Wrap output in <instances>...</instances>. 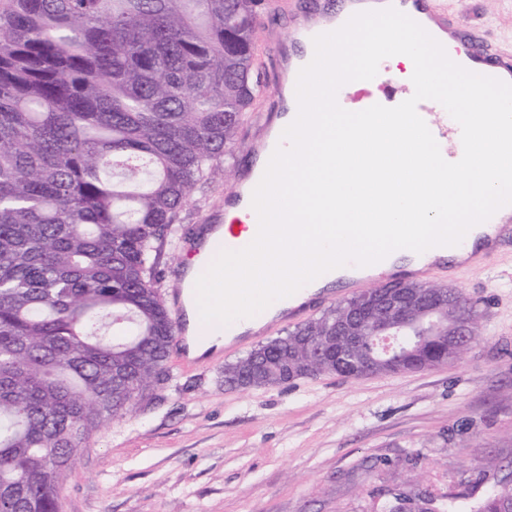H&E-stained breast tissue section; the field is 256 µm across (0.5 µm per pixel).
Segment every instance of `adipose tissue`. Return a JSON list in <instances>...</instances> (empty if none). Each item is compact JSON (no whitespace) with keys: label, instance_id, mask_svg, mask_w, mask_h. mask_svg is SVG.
Returning a JSON list of instances; mask_svg holds the SVG:
<instances>
[{"label":"adipose tissue","instance_id":"adipose-tissue-1","mask_svg":"<svg viewBox=\"0 0 512 512\" xmlns=\"http://www.w3.org/2000/svg\"><path fill=\"white\" fill-rule=\"evenodd\" d=\"M386 58L391 79L433 90L430 65L418 47L391 41ZM459 107L450 140L428 141L409 123L395 124L389 113H379L375 128L363 127L361 110L334 102L321 92L304 100L315 136L297 147L283 172H269L271 184L280 175L291 179L303 215L302 224L244 223L241 210H224L225 224L240 225L244 240H260L261 262L246 265L242 255L211 251V238H203L190 259L182 281L190 358H204L221 349L225 339L257 331L282 309L298 305L304 297L358 271H390L400 256L426 264L435 257L430 247L415 240L436 229L443 209L476 216V206L497 190V178L512 167V101L493 91L464 92L449 87ZM335 144L328 154L327 144ZM408 178V192L393 195L386 224L365 232L370 222L360 199L370 186ZM423 207V221L409 239L398 238L394 227L415 207ZM207 266L201 278L199 266Z\"/></svg>","mask_w":512,"mask_h":512}]
</instances>
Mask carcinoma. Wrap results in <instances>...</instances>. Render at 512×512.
Masks as SVG:
<instances>
[{"instance_id": "obj_1", "label": "carcinoma", "mask_w": 512, "mask_h": 512, "mask_svg": "<svg viewBox=\"0 0 512 512\" xmlns=\"http://www.w3.org/2000/svg\"><path fill=\"white\" fill-rule=\"evenodd\" d=\"M260 0H0V512H60L86 443L168 379L176 336L156 287L178 212L224 174L253 104ZM431 337L378 374L451 363L481 337L476 306L438 285ZM360 294L224 366L229 387L279 386L286 370L336 373L330 337ZM355 323L345 355L376 354L382 327ZM469 330L448 344L456 319ZM380 512H448L395 496ZM476 512H512V486Z\"/></svg>"}]
</instances>
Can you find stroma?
I'll return each mask as SVG.
<instances>
[{"label": "stroma", "instance_id": "stroma-1", "mask_svg": "<svg viewBox=\"0 0 512 512\" xmlns=\"http://www.w3.org/2000/svg\"><path fill=\"white\" fill-rule=\"evenodd\" d=\"M328 0H261L256 97L225 155L227 176L201 180L165 248L158 288L174 292L209 216H223L250 152L266 137L262 114L284 92L277 78L294 23ZM459 23L512 52V0H445ZM483 336L465 356L431 369L360 379L333 374L283 386L231 389L224 367L286 335L268 326L205 361L172 350L168 381L100 428L60 492L61 512H377L388 493L476 506L512 473V245L455 276Z\"/></svg>", "mask_w": 512, "mask_h": 512}]
</instances>
